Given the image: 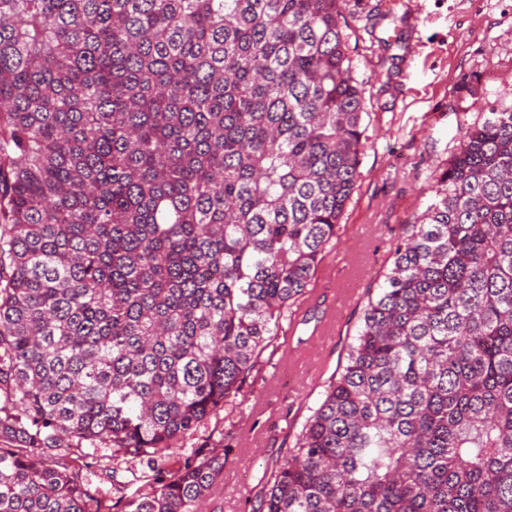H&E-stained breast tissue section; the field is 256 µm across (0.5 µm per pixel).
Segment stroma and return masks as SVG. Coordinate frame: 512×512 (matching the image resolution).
Returning a JSON list of instances; mask_svg holds the SVG:
<instances>
[{"instance_id":"35a3bbf8","label":"stroma","mask_w":512,"mask_h":512,"mask_svg":"<svg viewBox=\"0 0 512 512\" xmlns=\"http://www.w3.org/2000/svg\"><path fill=\"white\" fill-rule=\"evenodd\" d=\"M352 75L364 89L366 148L361 177L308 287L335 298L334 336L311 351L323 379L298 390L287 343L304 342L315 320L306 300L282 319L240 392L178 449L146 461L103 445L41 451L67 462L101 503V512L149 492L182 466L188 450L224 457V470L200 512H261L266 483L288 458L358 333L363 309L391 262L401 225L419 220L434 200L435 177L459 147L462 125L512 108V0H346ZM352 288L355 302L337 301ZM264 411H255L256 403Z\"/></svg>"}]
</instances>
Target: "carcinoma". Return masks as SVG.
Segmentation results:
<instances>
[{
	"mask_svg": "<svg viewBox=\"0 0 512 512\" xmlns=\"http://www.w3.org/2000/svg\"><path fill=\"white\" fill-rule=\"evenodd\" d=\"M345 2L0 0V512H88L28 449L148 456L241 390L361 176ZM433 189L265 512H512V109Z\"/></svg>",
	"mask_w": 512,
	"mask_h": 512,
	"instance_id": "obj_1",
	"label": "carcinoma"
}]
</instances>
